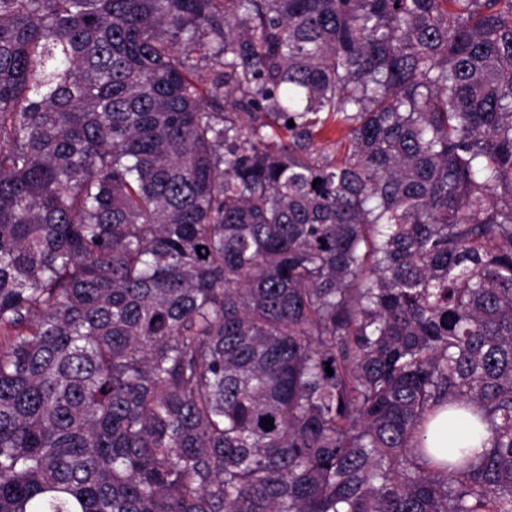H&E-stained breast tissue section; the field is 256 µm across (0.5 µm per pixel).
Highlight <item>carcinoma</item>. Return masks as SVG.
Here are the masks:
<instances>
[{
	"label": "carcinoma",
	"instance_id": "cac0c4a2",
	"mask_svg": "<svg viewBox=\"0 0 512 512\" xmlns=\"http://www.w3.org/2000/svg\"><path fill=\"white\" fill-rule=\"evenodd\" d=\"M0 512H512V0H0ZM448 411L438 415L427 426L429 448H448ZM469 418L470 415H467ZM461 422L465 426L460 443L456 444L454 448H464L465 454L470 457H474L480 454L485 448L484 443L488 440L489 433L487 426L483 423L478 422L476 419L471 418L474 423L472 430L469 433V421L466 419H454Z\"/></svg>",
	"mask_w": 512,
	"mask_h": 512
}]
</instances>
